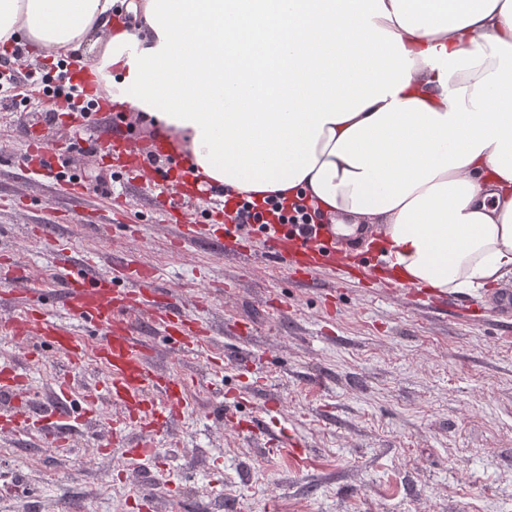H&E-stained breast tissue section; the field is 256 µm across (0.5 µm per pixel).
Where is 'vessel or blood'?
I'll return each instance as SVG.
<instances>
[{"instance_id":"obj_1","label":"vessel or blood","mask_w":512,"mask_h":512,"mask_svg":"<svg viewBox=\"0 0 512 512\" xmlns=\"http://www.w3.org/2000/svg\"><path fill=\"white\" fill-rule=\"evenodd\" d=\"M331 228H320L316 237L287 235L276 231L261 237L262 255L270 262L284 266L293 264L306 268L308 274H316L324 261L335 267H343V257L334 255ZM56 265L64 276L67 301L80 317L93 321L107 329L108 335L95 354L97 361L107 371L103 389L90 391L85 397L84 417L96 413L99 398H107L122 409V415L114 422L113 446L122 448L127 468H135L143 462L157 458L154 440L168 436L172 422L187 411L185 378L173 374L162 375L148 360V345L138 326L129 321L127 312L134 307L145 306L152 310V324L160 334L180 342L201 343L208 338L205 322L188 317L180 308H157L153 299V269L142 266L123 278V288H115L112 282L85 271L73 274L66 250H58ZM20 332L53 344L68 361V369L56 380L59 398H67L74 388V377L85 363V341L68 327L51 319L42 302L33 300L19 326ZM25 378L10 363L0 365V392L15 396V411L0 420L4 433H36L44 443L65 452L70 448L67 430L59 425L53 415L45 414L33 419L26 400L17 398V391Z\"/></svg>"}]
</instances>
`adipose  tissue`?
Returning <instances> with one entry per match:
<instances>
[{
	"mask_svg": "<svg viewBox=\"0 0 512 512\" xmlns=\"http://www.w3.org/2000/svg\"><path fill=\"white\" fill-rule=\"evenodd\" d=\"M0 0V46L94 75L199 181L379 224L393 275H512V0Z\"/></svg>",
	"mask_w": 512,
	"mask_h": 512,
	"instance_id": "1",
	"label": "adipose tissue"
}]
</instances>
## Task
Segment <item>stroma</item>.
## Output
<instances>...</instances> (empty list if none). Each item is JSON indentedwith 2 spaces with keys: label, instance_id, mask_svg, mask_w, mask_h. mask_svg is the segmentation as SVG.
Returning <instances> with one entry per match:
<instances>
[{
  "label": "stroma",
  "instance_id": "1",
  "mask_svg": "<svg viewBox=\"0 0 512 512\" xmlns=\"http://www.w3.org/2000/svg\"><path fill=\"white\" fill-rule=\"evenodd\" d=\"M27 107L0 111V261L26 279H0V362H27L33 410L54 401L63 355L36 339L6 333L32 296L91 344L105 335L78 319L56 285L54 251L96 256L119 280L112 259L156 271V299L195 307L211 338L183 347L149 332V359L162 373L193 379L188 412L157 438V461L138 470L111 443L103 404L79 425L69 452L27 434H0V512H133L131 496L155 499V512H512V313L486 304L512 290V275L468 291L467 304L403 288L387 279L373 245L358 256L372 274L352 284L310 280L260 258L229 254L214 238L224 212L175 195L179 175L160 137L139 113H126L142 156L157 172L79 154L81 133L67 105L22 83ZM57 149L80 175L77 206L49 199L56 181L23 165L31 140ZM118 172L111 196L99 176ZM208 221L211 233L174 247L177 223ZM270 427L297 436L303 458L271 448Z\"/></svg>",
  "mask_w": 512,
  "mask_h": 512
}]
</instances>
